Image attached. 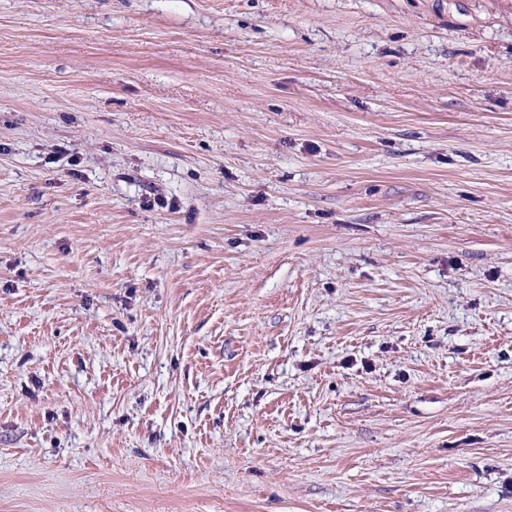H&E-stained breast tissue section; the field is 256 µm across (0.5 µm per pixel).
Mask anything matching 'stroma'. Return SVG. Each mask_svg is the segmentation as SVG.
Instances as JSON below:
<instances>
[{
	"mask_svg": "<svg viewBox=\"0 0 512 512\" xmlns=\"http://www.w3.org/2000/svg\"><path fill=\"white\" fill-rule=\"evenodd\" d=\"M0 512H512V0H0Z\"/></svg>",
	"mask_w": 512,
	"mask_h": 512,
	"instance_id": "1",
	"label": "stroma"
}]
</instances>
